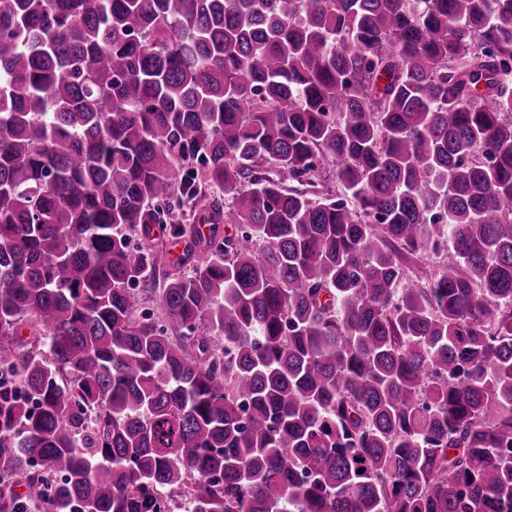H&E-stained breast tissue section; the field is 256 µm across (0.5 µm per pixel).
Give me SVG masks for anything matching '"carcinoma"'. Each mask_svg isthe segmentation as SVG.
Listing matches in <instances>:
<instances>
[{
	"mask_svg": "<svg viewBox=\"0 0 512 512\" xmlns=\"http://www.w3.org/2000/svg\"><path fill=\"white\" fill-rule=\"evenodd\" d=\"M179 497L512 512V0H0V512Z\"/></svg>",
	"mask_w": 512,
	"mask_h": 512,
	"instance_id": "cac0c4a2",
	"label": "carcinoma"
}]
</instances>
